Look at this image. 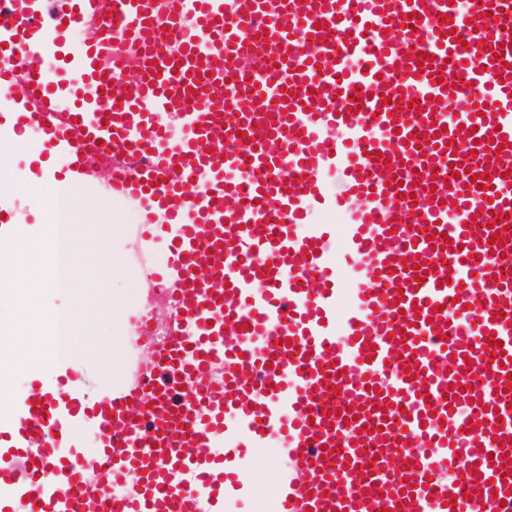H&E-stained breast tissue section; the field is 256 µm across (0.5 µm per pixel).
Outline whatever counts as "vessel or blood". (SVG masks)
Segmentation results:
<instances>
[{"label":"vessel or blood","instance_id":"vessel-or-blood-1","mask_svg":"<svg viewBox=\"0 0 512 512\" xmlns=\"http://www.w3.org/2000/svg\"><path fill=\"white\" fill-rule=\"evenodd\" d=\"M90 19L59 68L7 67ZM19 85L8 127L73 176L141 155L108 189L148 200L173 313L120 389L58 361L14 398L0 512H223L256 465L272 512H512V0H0Z\"/></svg>","mask_w":512,"mask_h":512}]
</instances>
